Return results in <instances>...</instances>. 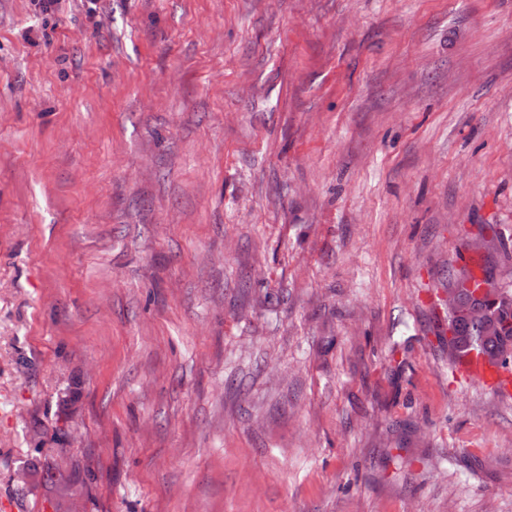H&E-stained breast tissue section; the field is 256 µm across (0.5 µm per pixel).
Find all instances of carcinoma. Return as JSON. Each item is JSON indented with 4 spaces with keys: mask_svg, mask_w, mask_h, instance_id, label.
Wrapping results in <instances>:
<instances>
[{
    "mask_svg": "<svg viewBox=\"0 0 512 512\" xmlns=\"http://www.w3.org/2000/svg\"><path fill=\"white\" fill-rule=\"evenodd\" d=\"M502 294L494 299L478 298L474 293H464L463 303L483 305L495 318L498 329L493 336L486 333V324L481 320L471 319L463 313L448 318L450 342L454 344V352L450 355L453 362L475 351L485 357L488 362L501 367L512 365V360H501L499 356L512 350V284H501Z\"/></svg>",
    "mask_w": 512,
    "mask_h": 512,
    "instance_id": "1",
    "label": "carcinoma"
}]
</instances>
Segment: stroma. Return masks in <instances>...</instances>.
<instances>
[{
	"label": "stroma",
	"mask_w": 512,
	"mask_h": 512,
	"mask_svg": "<svg viewBox=\"0 0 512 512\" xmlns=\"http://www.w3.org/2000/svg\"><path fill=\"white\" fill-rule=\"evenodd\" d=\"M480 233L512 0H0V512H512ZM501 291L502 294L494 299L478 298L474 292H464V305H476L471 309V316L485 319L490 312L496 320L498 329L495 336H487V327L482 320L471 319L464 313H457L454 317L448 316V333L451 334L448 341L454 344V352L449 357L454 363L464 357L461 368L467 376L490 384L504 396L510 397L512 394V371L491 365L509 367L512 363V355L510 360H499L501 354L509 349L512 350L511 282H502ZM479 305L487 307L489 312Z\"/></svg>",
	"instance_id": "stroma-1"
}]
</instances>
